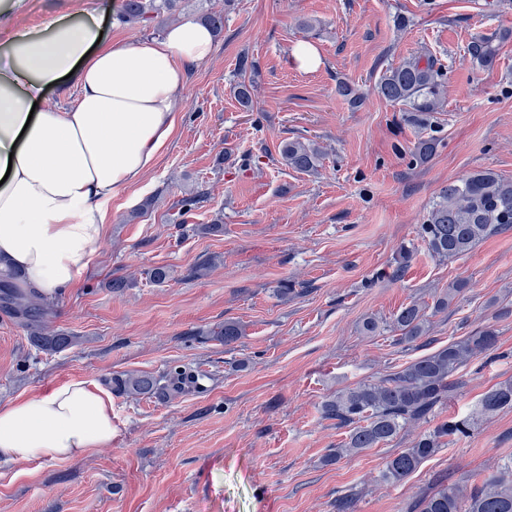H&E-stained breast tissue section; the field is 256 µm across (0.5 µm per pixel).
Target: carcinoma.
<instances>
[{"label": "carcinoma", "mask_w": 512, "mask_h": 512, "mask_svg": "<svg viewBox=\"0 0 512 512\" xmlns=\"http://www.w3.org/2000/svg\"><path fill=\"white\" fill-rule=\"evenodd\" d=\"M179 0H123L120 18L142 28L152 26L164 11H172ZM473 70H491L497 62L492 41L479 37L468 46ZM442 72L432 59L405 58L387 68L377 84V93L400 104L407 112H434L439 108L438 86ZM281 155L288 166L304 172L317 171L321 153L312 143L292 141L284 144ZM512 230V179L492 170L470 173L451 181L420 225L421 236L431 253L440 258L468 254L480 241ZM465 290L458 282L438 297L434 310L448 309L453 299ZM25 320L32 341L47 351L63 350L76 337L47 331L50 304L35 294H6ZM402 332L400 341L408 345L422 340L427 332L424 308L409 303L395 316ZM244 335L242 326L226 321L217 332L224 344L231 345ZM497 330L487 326L444 347L421 356L398 370L376 380L361 382L339 390L325 400L322 414L348 429L346 440L326 461H338L394 439L404 427L428 419L434 409L450 400L461 382L454 379L460 368L473 359L497 350ZM184 373L176 372L167 383L139 373H128L116 380L120 391L129 396H163L181 390ZM512 408V381H504L487 391L478 408L468 418L451 419L422 434L408 448L400 449L387 463L383 477L400 483L415 472L425 459L441 447V438L468 432L471 426L504 409ZM417 512H512V459L496 467L481 486L440 484L421 496Z\"/></svg>", "instance_id": "1"}]
</instances>
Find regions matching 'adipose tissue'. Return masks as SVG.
<instances>
[{"label":"adipose tissue","mask_w":512,"mask_h":512,"mask_svg":"<svg viewBox=\"0 0 512 512\" xmlns=\"http://www.w3.org/2000/svg\"><path fill=\"white\" fill-rule=\"evenodd\" d=\"M114 0L48 32H0V274L51 298L92 263L110 204L154 167L189 65L210 57L196 20L135 45L101 38ZM73 87L58 111L43 93ZM112 442V395L71 379L0 408V459H70Z\"/></svg>","instance_id":"adipose-tissue-1"}]
</instances>
